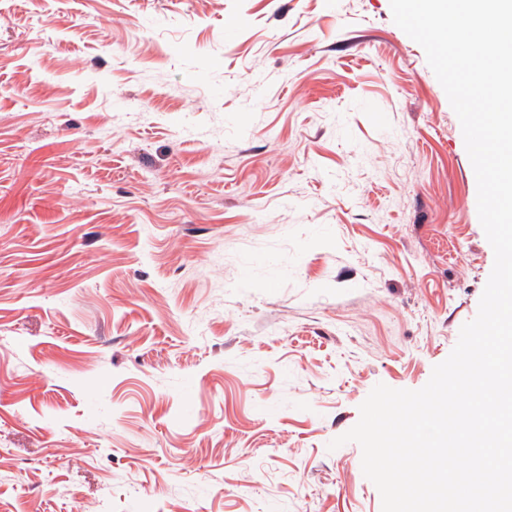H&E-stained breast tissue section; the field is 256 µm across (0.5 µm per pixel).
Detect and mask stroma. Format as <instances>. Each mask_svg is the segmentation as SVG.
<instances>
[{
    "label": "stroma",
    "mask_w": 512,
    "mask_h": 512,
    "mask_svg": "<svg viewBox=\"0 0 512 512\" xmlns=\"http://www.w3.org/2000/svg\"><path fill=\"white\" fill-rule=\"evenodd\" d=\"M493 264L390 0H0V512H382Z\"/></svg>",
    "instance_id": "obj_1"
}]
</instances>
